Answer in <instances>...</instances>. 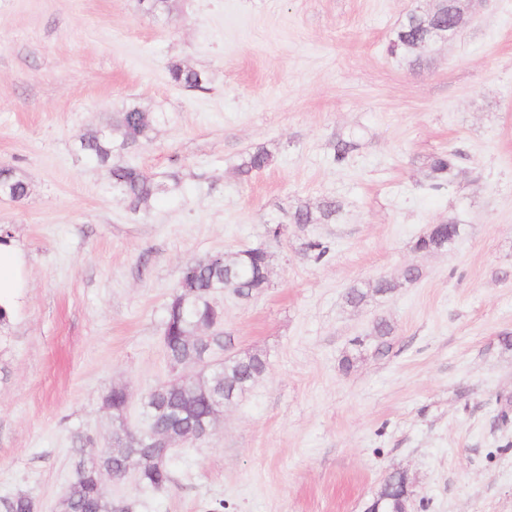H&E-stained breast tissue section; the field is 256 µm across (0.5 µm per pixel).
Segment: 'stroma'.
<instances>
[{"label": "stroma", "instance_id": "obj_1", "mask_svg": "<svg viewBox=\"0 0 512 512\" xmlns=\"http://www.w3.org/2000/svg\"><path fill=\"white\" fill-rule=\"evenodd\" d=\"M436 0H175L166 19L137 0H0V167L29 184L0 197V227L29 257L15 322L0 326V501L57 505L78 437L112 436L104 391L125 386L129 426L168 380L163 320L183 265L267 242L270 285L224 290L226 355L264 352L266 374L205 439L175 448L164 490L108 482L137 512H366L406 471L409 512H512V0H470L452 38L420 66L388 55L406 14ZM205 70L206 92L174 86L169 62ZM161 112L133 162L182 173L181 198L133 213L76 150L128 99ZM354 139L348 165L331 157ZM271 167L243 178L241 154ZM459 173L429 186L438 152ZM333 197L336 223L267 224ZM454 220L450 249L414 243ZM305 237L330 246L314 263ZM416 266L420 278L356 308L344 295ZM386 356L341 360L378 319ZM274 160L275 156L271 150L265 146H258L241 156V162L236 170L240 176H248L269 168Z\"/></svg>", "mask_w": 512, "mask_h": 512}]
</instances>
